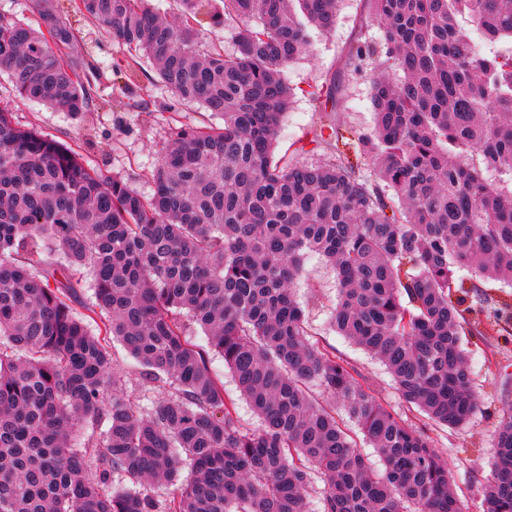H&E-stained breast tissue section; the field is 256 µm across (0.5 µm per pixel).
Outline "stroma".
<instances>
[{
	"label": "stroma",
	"mask_w": 512,
	"mask_h": 512,
	"mask_svg": "<svg viewBox=\"0 0 512 512\" xmlns=\"http://www.w3.org/2000/svg\"><path fill=\"white\" fill-rule=\"evenodd\" d=\"M367 15L365 0H340L334 31L313 35L286 69L293 97L277 138L276 155L292 152L317 137L328 119L313 97L314 90L322 86H336V114L347 128L356 133L371 130L368 82L347 64L350 46L376 32L367 25ZM72 24L76 35L72 55L97 72L87 110L71 114L30 103L15 93L4 74L0 75V108L9 109L20 126L36 128L72 147L87 166L122 177L134 191L150 196L152 171L172 133L209 121L210 116L199 106L175 100L156 82L150 60L129 54L113 41L106 26L77 16ZM117 61L133 73V80L114 74ZM296 296L314 340L359 367L387 408L425 427L452 470L463 512H483V486L495 455L494 432L502 407L512 404V328L486 326L481 335L469 337L468 364L479 407L466 425L447 430L408 411L385 367L332 328L336 275L319 257L307 260ZM112 358L121 390L142 406L155 405L159 391L144 385L140 366L121 345L113 346Z\"/></svg>",
	"instance_id": "stroma-1"
}]
</instances>
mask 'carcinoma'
<instances>
[{
  "label": "carcinoma",
  "mask_w": 512,
  "mask_h": 512,
  "mask_svg": "<svg viewBox=\"0 0 512 512\" xmlns=\"http://www.w3.org/2000/svg\"><path fill=\"white\" fill-rule=\"evenodd\" d=\"M336 2L176 0L169 22L149 0H71L68 12L32 0L36 28L0 12V74L24 100L87 106L90 82L62 53L72 12L146 55L176 100L224 119L177 131L144 197L0 109V512H309L314 490L321 512H461L429 436L311 341L294 286L308 257L326 260L336 332L432 422L474 415L464 313L512 324V302L476 283L512 282V0H366L381 36L357 42L350 65L375 127L353 149L373 177L335 122L311 149L274 155L292 95L283 70L312 32L334 29ZM203 12L232 30L234 55L200 50ZM85 269L96 333L71 306ZM113 341L166 393L152 410L115 389ZM214 352L259 429L241 424ZM78 427L92 433L74 448ZM495 441L484 512H512L511 406ZM116 472L129 485L113 486ZM149 480L178 488L156 498Z\"/></svg>",
  "instance_id": "obj_1"
}]
</instances>
